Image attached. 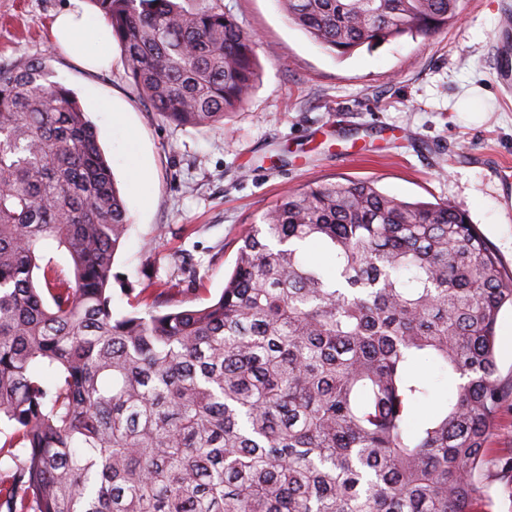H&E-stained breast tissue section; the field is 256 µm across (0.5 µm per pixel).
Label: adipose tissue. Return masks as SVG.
Returning <instances> with one entry per match:
<instances>
[{"instance_id": "ef3b65f1", "label": "adipose tissue", "mask_w": 512, "mask_h": 512, "mask_svg": "<svg viewBox=\"0 0 512 512\" xmlns=\"http://www.w3.org/2000/svg\"><path fill=\"white\" fill-rule=\"evenodd\" d=\"M51 32L55 42L67 50L83 42L91 44V51L82 57L88 68L106 65L104 47L112 38L111 31L104 23L92 20L80 0L55 17Z\"/></svg>"}]
</instances>
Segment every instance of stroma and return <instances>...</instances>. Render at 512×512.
<instances>
[{"mask_svg":"<svg viewBox=\"0 0 512 512\" xmlns=\"http://www.w3.org/2000/svg\"><path fill=\"white\" fill-rule=\"evenodd\" d=\"M70 0H0V68L50 53L55 80L78 96L128 208L112 266V310L133 311L165 281L187 307L219 295L238 237L283 191L367 180L398 199L447 201L512 270V90L495 42L512 0H460L428 39L340 58L289 23L279 0H224L254 34L258 78L244 107L215 126L180 127L152 112L118 42L106 68L52 47L49 27ZM147 167L148 183L130 172Z\"/></svg>","mask_w":512,"mask_h":512,"instance_id":"stroma-1","label":"stroma"}]
</instances>
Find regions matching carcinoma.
<instances>
[{
    "label": "carcinoma",
    "mask_w": 512,
    "mask_h": 512,
    "mask_svg": "<svg viewBox=\"0 0 512 512\" xmlns=\"http://www.w3.org/2000/svg\"><path fill=\"white\" fill-rule=\"evenodd\" d=\"M94 2L152 111L197 127L243 106L257 43L218 0ZM280 2L346 57L431 37L460 0ZM49 58L0 72V512H476L490 466L512 490L489 448L512 271L464 213L370 181L287 192L213 302L162 289L116 316L127 205ZM423 358L456 381L428 414Z\"/></svg>",
    "instance_id": "cac0c4a2"
}]
</instances>
